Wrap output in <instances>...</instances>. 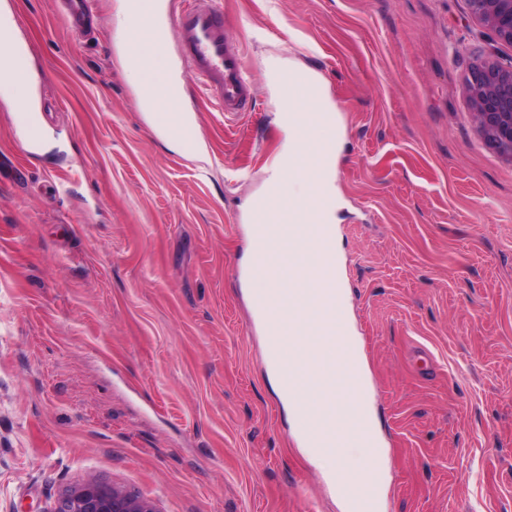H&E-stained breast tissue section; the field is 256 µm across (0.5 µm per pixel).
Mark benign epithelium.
Wrapping results in <instances>:
<instances>
[{"instance_id":"1","label":"benign epithelium","mask_w":512,"mask_h":512,"mask_svg":"<svg viewBox=\"0 0 512 512\" xmlns=\"http://www.w3.org/2000/svg\"><path fill=\"white\" fill-rule=\"evenodd\" d=\"M473 14L497 37L512 44V0H475ZM468 102L477 132L512 157V67L480 61L468 81ZM50 512H155L131 492L97 479L62 493Z\"/></svg>"}]
</instances>
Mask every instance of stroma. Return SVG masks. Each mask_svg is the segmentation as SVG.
<instances>
[{
  "label": "stroma",
  "instance_id": "obj_1",
  "mask_svg": "<svg viewBox=\"0 0 512 512\" xmlns=\"http://www.w3.org/2000/svg\"><path fill=\"white\" fill-rule=\"evenodd\" d=\"M26 48L36 146L0 90V512H50L94 477L156 512H346L310 452L252 305L248 204L288 141L289 65L336 108L339 282L384 450L380 512H512V158L469 112L512 64L469 0H213L254 109L186 85L199 163L147 122L117 56L118 0L71 31L0 0Z\"/></svg>",
  "mask_w": 512,
  "mask_h": 512
}]
</instances>
